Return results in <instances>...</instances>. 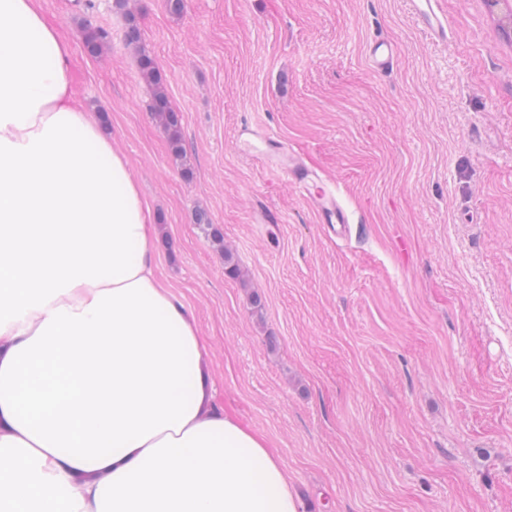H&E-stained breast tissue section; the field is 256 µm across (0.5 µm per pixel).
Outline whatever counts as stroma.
<instances>
[{"label": "stroma", "instance_id": "stroma-1", "mask_svg": "<svg viewBox=\"0 0 512 512\" xmlns=\"http://www.w3.org/2000/svg\"><path fill=\"white\" fill-rule=\"evenodd\" d=\"M131 5L136 48L113 0H41L78 100L107 114L157 215L158 272L207 341L217 402L311 512H512V38L486 0H443L444 42L410 0ZM86 21L111 35L99 55ZM378 37L397 48L387 73L368 58ZM143 52L184 159L149 110ZM245 126L335 183L345 237L239 153ZM139 66L144 80L153 89L150 110L159 117L164 127L172 155L177 159L183 158L185 147L181 134L182 118L165 92L157 61L153 56L143 52L140 54Z\"/></svg>", "mask_w": 512, "mask_h": 512}]
</instances>
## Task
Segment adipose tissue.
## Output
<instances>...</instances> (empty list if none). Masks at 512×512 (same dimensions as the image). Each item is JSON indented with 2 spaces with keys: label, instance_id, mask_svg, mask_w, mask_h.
<instances>
[{
  "label": "adipose tissue",
  "instance_id": "1",
  "mask_svg": "<svg viewBox=\"0 0 512 512\" xmlns=\"http://www.w3.org/2000/svg\"><path fill=\"white\" fill-rule=\"evenodd\" d=\"M127 157L40 0H0V512H305L216 404Z\"/></svg>",
  "mask_w": 512,
  "mask_h": 512
}]
</instances>
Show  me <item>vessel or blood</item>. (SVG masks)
I'll return each mask as SVG.
<instances>
[{"mask_svg": "<svg viewBox=\"0 0 512 512\" xmlns=\"http://www.w3.org/2000/svg\"><path fill=\"white\" fill-rule=\"evenodd\" d=\"M410 2L426 30L437 39H447L448 18L440 9V0ZM369 59L377 71H392L397 60L393 42L385 38L374 39L369 45ZM239 137L244 146L252 147L254 156L267 167L288 176L292 183L306 192L320 223L334 227L338 235L346 234L349 214L337 192L327 188L314 170L290 152L282 141L263 130L247 126L241 129Z\"/></svg>", "mask_w": 512, "mask_h": 512, "instance_id": "vessel-or-blood-1", "label": "vessel or blood"}]
</instances>
